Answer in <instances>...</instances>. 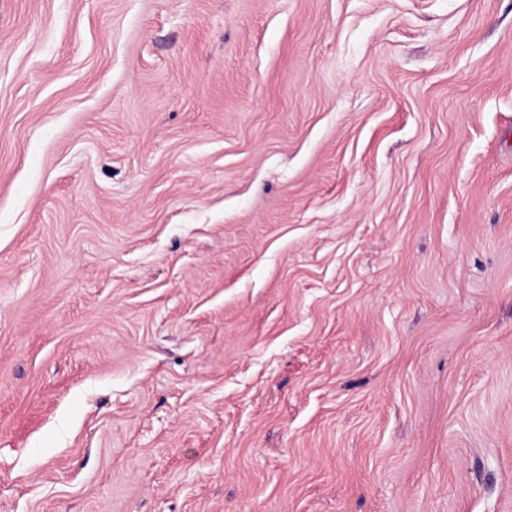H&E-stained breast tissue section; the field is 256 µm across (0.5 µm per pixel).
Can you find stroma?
I'll return each mask as SVG.
<instances>
[{
    "label": "stroma",
    "instance_id": "obj_1",
    "mask_svg": "<svg viewBox=\"0 0 512 512\" xmlns=\"http://www.w3.org/2000/svg\"><path fill=\"white\" fill-rule=\"evenodd\" d=\"M0 512H512V0H0Z\"/></svg>",
    "mask_w": 512,
    "mask_h": 512
}]
</instances>
